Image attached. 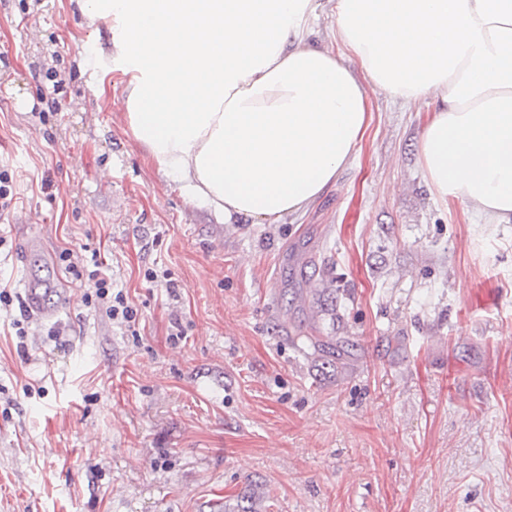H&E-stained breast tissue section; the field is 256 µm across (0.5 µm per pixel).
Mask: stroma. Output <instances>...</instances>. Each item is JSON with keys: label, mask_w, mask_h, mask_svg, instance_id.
<instances>
[{"label": "stroma", "mask_w": 512, "mask_h": 512, "mask_svg": "<svg viewBox=\"0 0 512 512\" xmlns=\"http://www.w3.org/2000/svg\"><path fill=\"white\" fill-rule=\"evenodd\" d=\"M96 41L77 0H0V281L53 311L0 308V512H512V224L432 194L431 100L368 89L335 184L225 224L148 162L122 83L92 90ZM65 247L105 252L134 329ZM14 183L8 169L0 168V220L9 215L15 203ZM72 258H74V253L69 248H63L60 251L59 259L62 262H68L65 269L69 273L78 280L85 277L93 282L94 295L86 294L84 298L87 306L93 305L94 308H99L101 305L102 308L105 307V313L112 321H117L119 324L126 323L128 328L134 327L137 311L128 304L126 294L121 289L114 292L111 278L104 272L106 265L101 258L100 251H93L90 262L94 269L90 271L88 264L85 266L83 260L82 265L78 266V263L72 261ZM130 323H133V326Z\"/></svg>", "instance_id": "obj_1"}]
</instances>
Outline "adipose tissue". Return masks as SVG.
Instances as JSON below:
<instances>
[{"instance_id":"adipose-tissue-1","label":"adipose tissue","mask_w":512,"mask_h":512,"mask_svg":"<svg viewBox=\"0 0 512 512\" xmlns=\"http://www.w3.org/2000/svg\"><path fill=\"white\" fill-rule=\"evenodd\" d=\"M106 23L92 86L168 185L223 221L274 224L354 158L368 87L433 97L419 152L441 200L512 224V0H336L348 56L312 45L316 0H79ZM357 67H350V60Z\"/></svg>"}]
</instances>
